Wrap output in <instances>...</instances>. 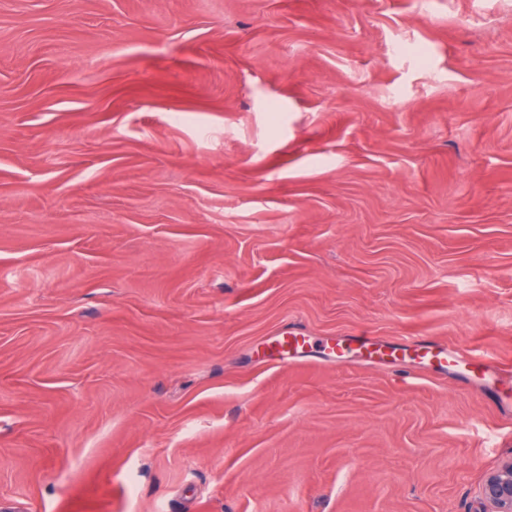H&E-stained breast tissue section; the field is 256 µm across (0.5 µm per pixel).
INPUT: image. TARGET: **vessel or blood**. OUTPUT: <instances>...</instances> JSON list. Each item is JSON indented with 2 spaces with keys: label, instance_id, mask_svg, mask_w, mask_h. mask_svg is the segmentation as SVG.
I'll list each match as a JSON object with an SVG mask.
<instances>
[{
  "label": "vessel or blood",
  "instance_id": "vessel-or-blood-1",
  "mask_svg": "<svg viewBox=\"0 0 512 512\" xmlns=\"http://www.w3.org/2000/svg\"><path fill=\"white\" fill-rule=\"evenodd\" d=\"M305 336H283L276 347L285 362H293L297 354L308 346ZM337 359L352 362L372 363L386 358L413 360L425 365L428 370L467 381H480L483 388H490L504 368L496 360L480 357L455 347H444L432 341H415L396 345L375 336H347L339 339L331 348Z\"/></svg>",
  "mask_w": 512,
  "mask_h": 512
}]
</instances>
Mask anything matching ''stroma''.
<instances>
[{
  "mask_svg": "<svg viewBox=\"0 0 512 512\" xmlns=\"http://www.w3.org/2000/svg\"><path fill=\"white\" fill-rule=\"evenodd\" d=\"M291 332L512 367V0H0V512H484L495 398ZM307 336H281L276 341V348L281 352L282 362H295L296 354L310 344Z\"/></svg>",
  "mask_w": 512,
  "mask_h": 512,
  "instance_id": "obj_1",
  "label": "stroma"
}]
</instances>
